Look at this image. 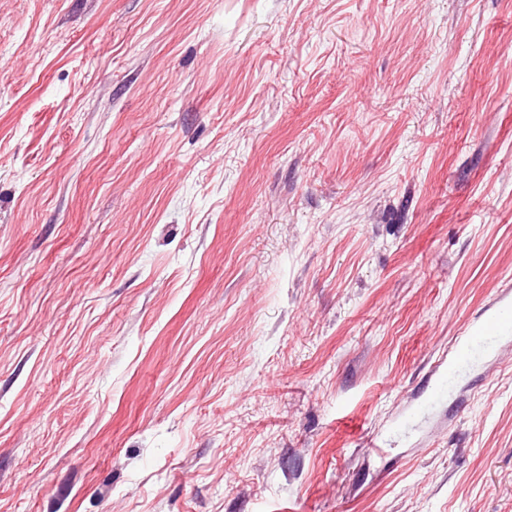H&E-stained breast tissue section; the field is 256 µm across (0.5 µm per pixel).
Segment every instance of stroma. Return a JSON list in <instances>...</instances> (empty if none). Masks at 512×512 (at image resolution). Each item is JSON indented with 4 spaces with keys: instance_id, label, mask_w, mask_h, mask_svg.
<instances>
[{
    "instance_id": "obj_1",
    "label": "stroma",
    "mask_w": 512,
    "mask_h": 512,
    "mask_svg": "<svg viewBox=\"0 0 512 512\" xmlns=\"http://www.w3.org/2000/svg\"><path fill=\"white\" fill-rule=\"evenodd\" d=\"M505 292L512 0H0V512H512ZM512 339V298L500 296L479 316L471 320L456 336L448 350L447 368L429 376L435 395L442 396L453 389L461 376L474 368L484 354L503 341Z\"/></svg>"
}]
</instances>
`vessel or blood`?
Wrapping results in <instances>:
<instances>
[{
  "label": "vessel or blood",
  "instance_id": "b4317fda",
  "mask_svg": "<svg viewBox=\"0 0 512 512\" xmlns=\"http://www.w3.org/2000/svg\"><path fill=\"white\" fill-rule=\"evenodd\" d=\"M512 339V296L502 295L471 320L456 336L448 350L446 368L430 375L435 395L453 389L461 376L474 368L484 354L501 342Z\"/></svg>",
  "mask_w": 512,
  "mask_h": 512
}]
</instances>
